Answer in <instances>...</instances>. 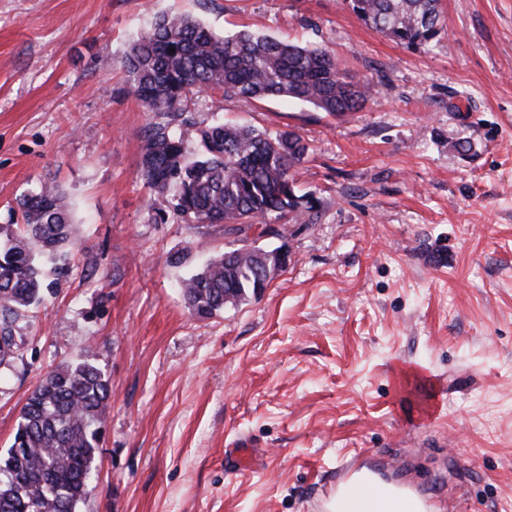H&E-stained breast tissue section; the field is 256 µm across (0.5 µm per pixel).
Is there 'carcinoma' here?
<instances>
[{
    "mask_svg": "<svg viewBox=\"0 0 512 512\" xmlns=\"http://www.w3.org/2000/svg\"><path fill=\"white\" fill-rule=\"evenodd\" d=\"M367 26L407 46L434 39L440 0H350ZM175 52H169L170 48ZM124 67L130 92L153 115L142 143L141 176L167 196L186 224L299 221L291 169L309 147L294 132L271 136L250 126L204 127L184 116L192 96L219 90L244 103L288 97L333 117L362 110L370 81L340 68L329 50L240 30L220 35L187 16L158 17L131 44ZM201 138L205 152L188 156ZM21 224L0 246V368L16 358L18 323L53 287L47 272L69 271L77 230L59 187L40 186L17 201ZM198 317L258 297L254 258L216 255L181 281ZM109 379L83 360L47 371L21 408L13 442L0 454V512H77L91 492L110 406Z\"/></svg>",
    "mask_w": 512,
    "mask_h": 512,
    "instance_id": "carcinoma-1",
    "label": "carcinoma"
}]
</instances>
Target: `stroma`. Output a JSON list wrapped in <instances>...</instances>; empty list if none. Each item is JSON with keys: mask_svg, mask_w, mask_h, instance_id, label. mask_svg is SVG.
<instances>
[{"mask_svg": "<svg viewBox=\"0 0 512 512\" xmlns=\"http://www.w3.org/2000/svg\"><path fill=\"white\" fill-rule=\"evenodd\" d=\"M441 11L407 47L349 0H0V229L41 182L79 226L72 273L0 371V453L40 376L87 358L112 404L79 512H323L361 468L433 512H512V0ZM170 12L325 47L371 83L338 118L187 102L196 122L307 143L304 217L278 236L183 223L141 177L152 115L123 59ZM244 245L292 261L259 298L192 314L178 282Z\"/></svg>", "mask_w": 512, "mask_h": 512, "instance_id": "1", "label": "stroma"}]
</instances>
